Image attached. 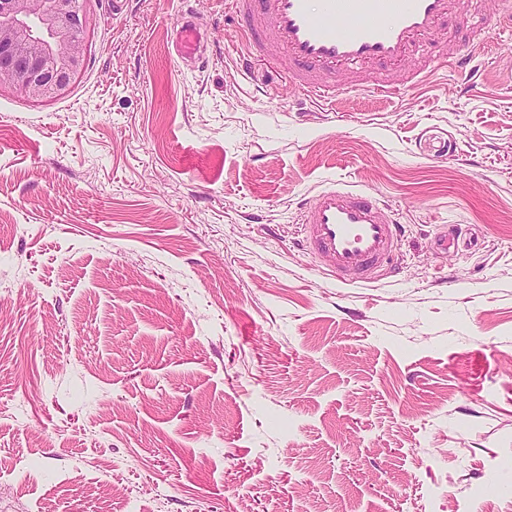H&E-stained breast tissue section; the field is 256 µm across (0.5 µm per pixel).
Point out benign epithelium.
Returning a JSON list of instances; mask_svg holds the SVG:
<instances>
[{"mask_svg":"<svg viewBox=\"0 0 512 512\" xmlns=\"http://www.w3.org/2000/svg\"><path fill=\"white\" fill-rule=\"evenodd\" d=\"M83 0H0V83L43 98L67 90L84 66Z\"/></svg>","mask_w":512,"mask_h":512,"instance_id":"1","label":"benign epithelium"}]
</instances>
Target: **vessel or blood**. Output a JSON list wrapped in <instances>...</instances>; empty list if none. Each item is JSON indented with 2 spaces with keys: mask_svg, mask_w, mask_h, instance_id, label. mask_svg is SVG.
<instances>
[{
  "mask_svg": "<svg viewBox=\"0 0 512 512\" xmlns=\"http://www.w3.org/2000/svg\"><path fill=\"white\" fill-rule=\"evenodd\" d=\"M498 28L475 24L470 41L487 42L493 31L512 30V0H500ZM241 21L247 51L243 72L254 56L283 63L305 95L328 101L360 90V76L392 95L406 82L422 84L439 67L470 72L471 57L457 44L431 53L448 20L468 16L471 0H230ZM418 62L412 80L407 63ZM299 233L320 267L365 282L392 273L402 226L394 211L371 193L330 183L301 210Z\"/></svg>",
  "mask_w": 512,
  "mask_h": 512,
  "instance_id": "b4317fda",
  "label": "vessel or blood"
}]
</instances>
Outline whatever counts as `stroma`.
Here are the masks:
<instances>
[{
  "label": "stroma",
  "instance_id": "obj_1",
  "mask_svg": "<svg viewBox=\"0 0 512 512\" xmlns=\"http://www.w3.org/2000/svg\"><path fill=\"white\" fill-rule=\"evenodd\" d=\"M84 10L65 94L0 86V512H512V38L319 107L225 0ZM332 179L397 275L306 253Z\"/></svg>",
  "mask_w": 512,
  "mask_h": 512
}]
</instances>
